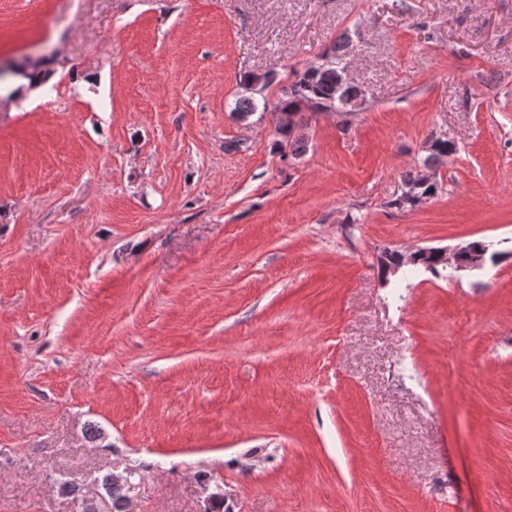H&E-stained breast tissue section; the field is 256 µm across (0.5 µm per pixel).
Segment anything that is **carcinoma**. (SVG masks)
<instances>
[{
	"label": "carcinoma",
	"mask_w": 512,
	"mask_h": 512,
	"mask_svg": "<svg viewBox=\"0 0 512 512\" xmlns=\"http://www.w3.org/2000/svg\"><path fill=\"white\" fill-rule=\"evenodd\" d=\"M351 48V36L341 34L336 45L322 57L319 62L309 64L302 72L296 75L295 81L283 97L274 106L275 111L284 112L291 118H295L304 112H335L339 115L348 112L347 105L358 93L356 86L345 82L342 78V69L351 64L349 58ZM256 78L252 73L244 74L239 84L243 89L233 108L234 114L241 120L254 114L258 108H267V105H258L255 95L261 89L255 87ZM457 152V145L448 142L447 139L437 141L433 150L421 160L425 169L433 170L449 157ZM441 185L436 182H428L419 171L410 169L404 172L401 184L390 206L401 211L409 212L415 209L418 201L408 197L413 191L419 198L430 200L438 195ZM99 488L111 505V512H124L127 492L124 486L112 483L111 473H105L96 477ZM59 492L71 498L76 505V512H94L92 505L84 503L82 492L78 486L68 482L58 483Z\"/></svg>",
	"instance_id": "obj_1"
}]
</instances>
